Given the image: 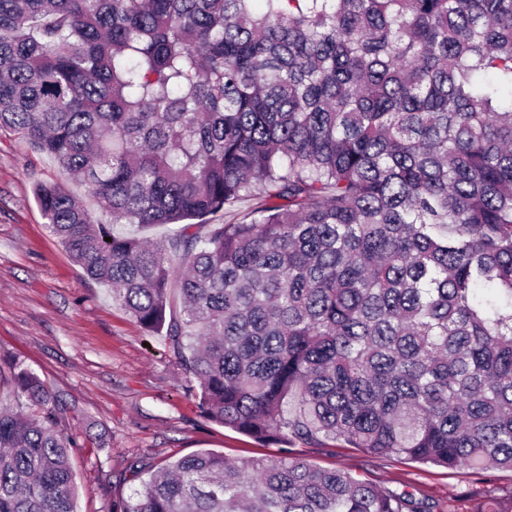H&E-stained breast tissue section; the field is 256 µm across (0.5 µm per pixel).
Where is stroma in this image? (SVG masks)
<instances>
[{
    "label": "stroma",
    "mask_w": 512,
    "mask_h": 512,
    "mask_svg": "<svg viewBox=\"0 0 512 512\" xmlns=\"http://www.w3.org/2000/svg\"><path fill=\"white\" fill-rule=\"evenodd\" d=\"M57 162L0 129V404L15 403L9 366L46 384L61 432L74 443L76 512H112L139 488L135 460L159 466L203 450L228 458L280 456L201 413L166 336L136 323L52 236L34 187L59 180ZM290 452L323 468L407 490L433 512H473L485 492H512V471L448 470L344 444L301 441Z\"/></svg>",
    "instance_id": "stroma-1"
}]
</instances>
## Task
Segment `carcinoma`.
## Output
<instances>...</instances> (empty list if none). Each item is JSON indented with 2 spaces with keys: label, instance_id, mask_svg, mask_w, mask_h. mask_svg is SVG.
Returning a JSON list of instances; mask_svg holds the SVG:
<instances>
[{
  "label": "carcinoma",
  "instance_id": "1",
  "mask_svg": "<svg viewBox=\"0 0 512 512\" xmlns=\"http://www.w3.org/2000/svg\"><path fill=\"white\" fill-rule=\"evenodd\" d=\"M1 127L112 216L35 186L208 419L512 470V0H0ZM11 372L0 512H74L73 442ZM112 512L431 510L285 449L181 457Z\"/></svg>",
  "mask_w": 512,
  "mask_h": 512
}]
</instances>
